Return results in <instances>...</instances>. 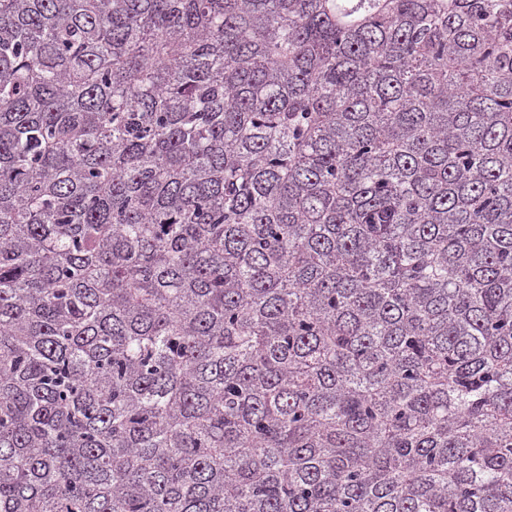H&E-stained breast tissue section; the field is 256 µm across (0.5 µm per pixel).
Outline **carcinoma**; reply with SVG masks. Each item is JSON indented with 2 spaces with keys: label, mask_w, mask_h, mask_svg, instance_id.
Here are the masks:
<instances>
[{
  "label": "carcinoma",
  "mask_w": 512,
  "mask_h": 512,
  "mask_svg": "<svg viewBox=\"0 0 512 512\" xmlns=\"http://www.w3.org/2000/svg\"><path fill=\"white\" fill-rule=\"evenodd\" d=\"M0 512H512V0H0Z\"/></svg>",
  "instance_id": "obj_1"
}]
</instances>
